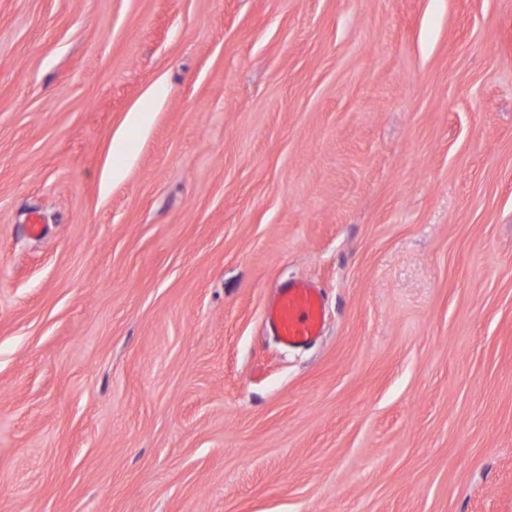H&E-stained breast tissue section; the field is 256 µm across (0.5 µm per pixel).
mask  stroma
Returning a JSON list of instances; mask_svg holds the SVG:
<instances>
[{"instance_id": "stroma-1", "label": "stroma", "mask_w": 512, "mask_h": 512, "mask_svg": "<svg viewBox=\"0 0 512 512\" xmlns=\"http://www.w3.org/2000/svg\"><path fill=\"white\" fill-rule=\"evenodd\" d=\"M0 512H512V0H0ZM324 309V296L316 284L290 279L279 286L265 319L283 345L298 347L311 343L322 334Z\"/></svg>"}]
</instances>
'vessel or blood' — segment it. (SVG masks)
Masks as SVG:
<instances>
[{
  "mask_svg": "<svg viewBox=\"0 0 512 512\" xmlns=\"http://www.w3.org/2000/svg\"><path fill=\"white\" fill-rule=\"evenodd\" d=\"M325 300L313 282L291 279L279 287L265 319L279 341L289 347L311 343L324 328Z\"/></svg>",
  "mask_w": 512,
  "mask_h": 512,
  "instance_id": "obj_1",
  "label": "vessel or blood"
}]
</instances>
